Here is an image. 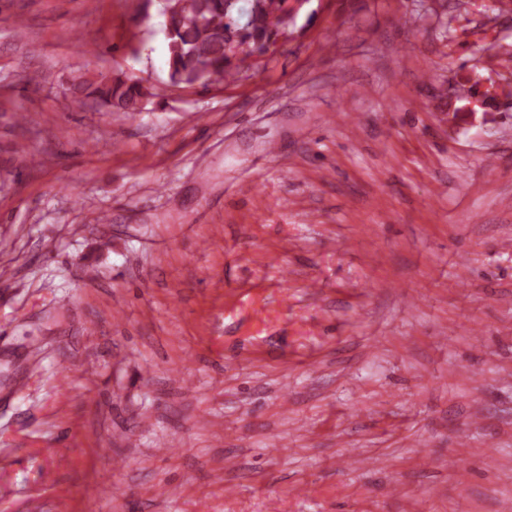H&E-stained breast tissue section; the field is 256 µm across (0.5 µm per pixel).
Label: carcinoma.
Listing matches in <instances>:
<instances>
[{
    "instance_id": "1",
    "label": "carcinoma",
    "mask_w": 512,
    "mask_h": 512,
    "mask_svg": "<svg viewBox=\"0 0 512 512\" xmlns=\"http://www.w3.org/2000/svg\"><path fill=\"white\" fill-rule=\"evenodd\" d=\"M239 0H167L169 78L172 85L192 88L227 81L239 66L227 56L230 44L241 43L263 54L282 27L285 0H250L248 20L239 24ZM70 90L84 105L105 106L131 115L141 111L149 89L139 81L99 72L91 79L74 81Z\"/></svg>"
}]
</instances>
